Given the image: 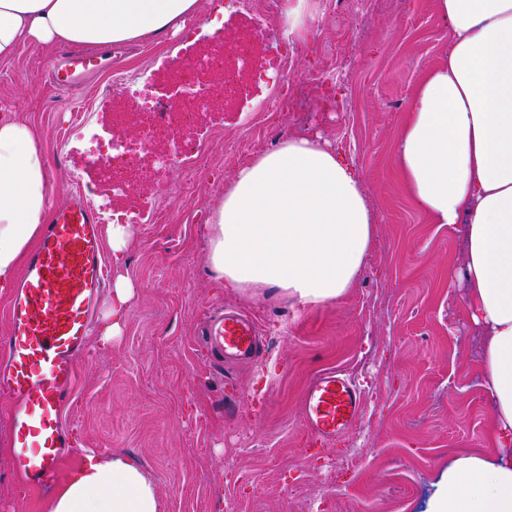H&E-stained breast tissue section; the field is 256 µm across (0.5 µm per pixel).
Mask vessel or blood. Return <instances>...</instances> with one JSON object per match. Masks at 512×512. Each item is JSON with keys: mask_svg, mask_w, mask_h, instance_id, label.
<instances>
[{"mask_svg": "<svg viewBox=\"0 0 512 512\" xmlns=\"http://www.w3.org/2000/svg\"><path fill=\"white\" fill-rule=\"evenodd\" d=\"M98 67V55L63 49L47 75L59 89L70 90ZM101 238L97 214L81 195L71 194L51 210L7 306L9 331L0 338V390L14 401L13 469L32 487L47 486L57 461L72 446L62 413L106 286ZM198 341L220 365L254 358L260 336L250 317L230 310L206 316ZM363 397L338 372L319 373L304 394V418L313 437L327 443L343 435L360 414Z\"/></svg>", "mask_w": 512, "mask_h": 512, "instance_id": "obj_1", "label": "vessel or blood"}]
</instances>
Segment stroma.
Masks as SVG:
<instances>
[{"mask_svg":"<svg viewBox=\"0 0 512 512\" xmlns=\"http://www.w3.org/2000/svg\"><path fill=\"white\" fill-rule=\"evenodd\" d=\"M302 26L198 0L187 15L196 32L114 44L111 56L81 87L62 91L42 70L52 45L28 42L0 61V113L14 112L38 134L53 181L49 201L64 203L75 184L101 177L91 157L112 140V117L132 109L112 90L115 74L133 88L174 96L171 74L206 62L220 42L242 34L254 51L230 70L225 93L214 82L211 107L191 128L211 158L200 191L162 198L169 224L131 225L113 252L112 210L176 182L178 171L152 165L159 142L129 136L151 168L125 195L100 197L103 259L109 279H130L135 295L120 336L88 338L77 385L63 420L85 453L139 458L156 484L163 512H427L449 464L482 450L492 406L479 371L481 328L466 312L463 227L433 224L401 190L394 150L410 96L445 54L448 33L435 0H395L364 15L325 13L321 0H288ZM301 50L289 80L319 65L330 68L328 97L337 112H317L309 135L332 143L352 168L376 216L375 238L353 288L327 306H301L279 290L249 294L224 288L208 264L211 208L244 160L299 136L294 112L250 111L281 95L286 39ZM241 309L258 324L267 348L256 361L212 368L197 344L204 313ZM351 376L365 393L362 412L336 441L313 444L302 397L320 371ZM11 396L0 391V512H41L11 466Z\"/></svg>","mask_w":512,"mask_h":512,"instance_id":"obj_1","label":"stroma"}]
</instances>
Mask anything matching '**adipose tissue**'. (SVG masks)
I'll list each match as a JSON object with an SVG mask.
<instances>
[{
  "mask_svg": "<svg viewBox=\"0 0 512 512\" xmlns=\"http://www.w3.org/2000/svg\"><path fill=\"white\" fill-rule=\"evenodd\" d=\"M444 60L417 85L400 128L401 188L433 224L464 227L468 312L483 327L480 372L494 415L489 450L448 466L428 512H512V0H435ZM198 0H0V60L20 46L90 49L178 27ZM46 158L34 129L0 114V293L12 288L48 220ZM376 217L328 142L296 137L240 167L211 212L210 269L225 286L281 290L330 305L356 282ZM44 512H161L133 457L89 454Z\"/></svg>",
  "mask_w": 512,
  "mask_h": 512,
  "instance_id": "ef3b65f1",
  "label": "adipose tissue"
}]
</instances>
